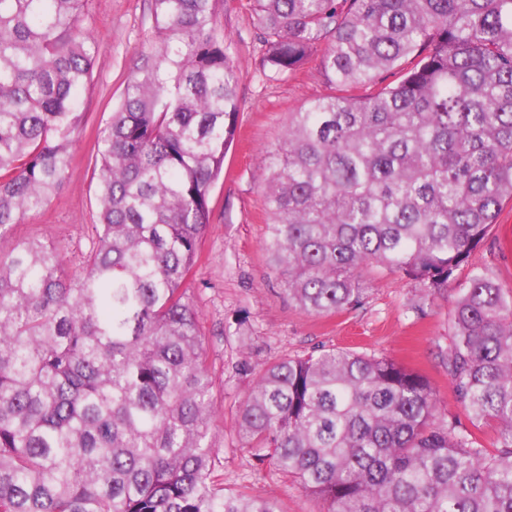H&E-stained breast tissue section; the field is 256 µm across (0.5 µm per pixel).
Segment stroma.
I'll return each mask as SVG.
<instances>
[{
	"mask_svg": "<svg viewBox=\"0 0 512 512\" xmlns=\"http://www.w3.org/2000/svg\"><path fill=\"white\" fill-rule=\"evenodd\" d=\"M84 25L103 44L93 82L80 93L86 114L70 176L50 204L14 225L6 241L58 245L78 267L94 239L96 181L91 157L134 71L141 51L157 34L147 0H85ZM218 25L239 71V127L224 159V174L210 193L211 217L200 258L185 286L198 312L217 412L212 444L215 483L254 498H272L283 512H325V503L267 461L253 456L238 432L237 411L257 374L288 357L320 349L387 356L426 377L437 394V416L459 428L471 424L455 395L438 352L452 333L448 313L459 282L470 270L488 269L512 289V202L506 203L467 268L441 295L424 298L414 281L382 270L366 272L362 305L316 316L289 300L264 249L269 213L263 195L267 150L281 137L289 113L328 91L318 57L297 72L269 80L260 70V30L249 0H219ZM472 429V428H471Z\"/></svg>",
	"mask_w": 512,
	"mask_h": 512,
	"instance_id": "obj_1",
	"label": "stroma"
}]
</instances>
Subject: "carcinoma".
Segmentation results:
<instances>
[{"label": "carcinoma", "instance_id": "1", "mask_svg": "<svg viewBox=\"0 0 512 512\" xmlns=\"http://www.w3.org/2000/svg\"><path fill=\"white\" fill-rule=\"evenodd\" d=\"M140 55L93 151L95 242L0 247V512H281L212 485L213 379L184 288L239 124L218 0H148ZM84 0H0V244L66 182L102 44ZM262 66L315 53L330 93L269 152L264 243L288 298L363 303V271L437 294L512 201V0H253ZM441 352L471 424L419 373L323 350L262 370L237 423L327 512H512V292L469 273Z\"/></svg>", "mask_w": 512, "mask_h": 512}]
</instances>
